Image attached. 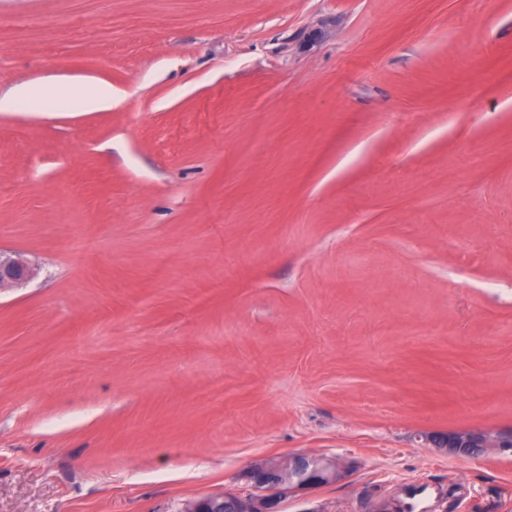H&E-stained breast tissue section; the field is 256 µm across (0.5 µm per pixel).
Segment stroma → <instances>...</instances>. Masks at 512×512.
<instances>
[{
    "instance_id": "1",
    "label": "stroma",
    "mask_w": 512,
    "mask_h": 512,
    "mask_svg": "<svg viewBox=\"0 0 512 512\" xmlns=\"http://www.w3.org/2000/svg\"><path fill=\"white\" fill-rule=\"evenodd\" d=\"M0 512H512V0H0ZM69 106L76 110L98 111L111 108L112 86L99 83L91 93H74L69 100ZM41 86L20 85L0 97V111L37 110L47 105ZM34 274V268L20 253L0 251V293L20 285ZM491 445L493 443L480 433H460L445 439V447L459 455H477ZM340 477L336 461L322 456L297 455L285 463H260L250 473L253 493L206 496L184 512H280L288 494L335 483Z\"/></svg>"
}]
</instances>
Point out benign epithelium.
I'll use <instances>...</instances> for the list:
<instances>
[{"label": "benign epithelium", "mask_w": 512, "mask_h": 512, "mask_svg": "<svg viewBox=\"0 0 512 512\" xmlns=\"http://www.w3.org/2000/svg\"><path fill=\"white\" fill-rule=\"evenodd\" d=\"M33 274L34 268L22 254L0 251V292L20 285ZM491 445L480 433L455 434L445 441L450 451L468 456ZM340 477L336 461L322 456L297 455L284 463H260L250 473L254 492L206 496L191 503L185 512H280L287 495L334 483Z\"/></svg>", "instance_id": "7a95c632"}]
</instances>
